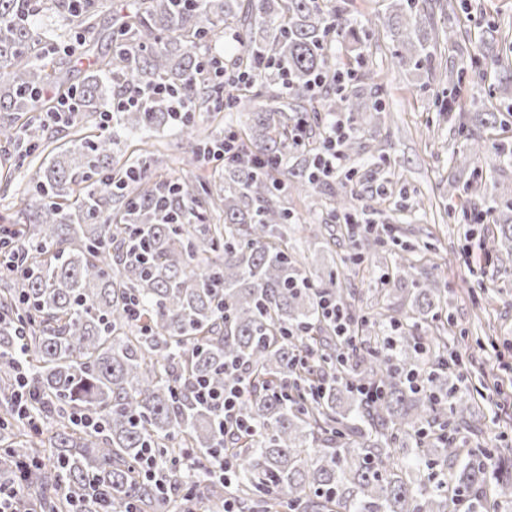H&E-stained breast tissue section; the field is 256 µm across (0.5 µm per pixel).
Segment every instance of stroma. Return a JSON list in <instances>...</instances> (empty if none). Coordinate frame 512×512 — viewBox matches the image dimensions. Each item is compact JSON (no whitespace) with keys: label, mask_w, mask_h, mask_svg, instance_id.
<instances>
[{"label":"stroma","mask_w":512,"mask_h":512,"mask_svg":"<svg viewBox=\"0 0 512 512\" xmlns=\"http://www.w3.org/2000/svg\"><path fill=\"white\" fill-rule=\"evenodd\" d=\"M453 6L468 4L472 21L457 36V48L436 55L432 66L406 71L393 63L392 47L382 34L356 40L351 36L339 38L336 58L340 61L358 56L363 60L368 79L355 83V90L376 92L383 103L379 119L360 132L349 152L345 170L330 180V187L341 184L354 187L359 196L356 212H371L384 208L389 216L392 234L396 238L418 245V273L441 279L448 290V309L454 317L449 335H479V322L490 325L492 335L500 343L512 346V263L485 264L484 257L492 253V238L496 232L493 222L469 224L462 209L448 206V181L456 177L455 168L448 162L459 139L448 122L438 119L432 92L438 89L442 74L449 63H460L478 48L485 33L486 22L498 19L501 23L495 38L498 46L512 45V0H425L436 24H443L445 3ZM42 153L24 159H14L9 180H0V226L11 225L30 195L20 187L32 168L38 167ZM483 172L478 195L471 197L470 208L483 209L491 196L512 198V163H504L495 154H488L479 164ZM406 188L409 198L424 199L426 207L402 208L395 192ZM325 189L317 188L313 198L292 197L286 206L293 210L301 223L310 225L317 233L333 228L335 245L327 249L306 250L299 234H292L288 246L294 250L300 266L313 270L333 266L344 271L347 285L354 292L357 312L373 313L387 304L408 312L406 293L383 288L373 276L374 269L385 267L387 251L369 255L355 262L354 240L345 225L329 220ZM475 244V253H468V244ZM477 363L463 382L477 388L486 417L478 432L468 434L469 443L496 444L500 434L512 437V412L498 410L499 394L512 399V375L502 378L501 393L491 392L489 383L498 375L499 362L493 351H476ZM499 376V375H498Z\"/></svg>","instance_id":"35a3bbf8"}]
</instances>
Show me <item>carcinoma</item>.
<instances>
[{"label":"carcinoma","mask_w":512,"mask_h":512,"mask_svg":"<svg viewBox=\"0 0 512 512\" xmlns=\"http://www.w3.org/2000/svg\"><path fill=\"white\" fill-rule=\"evenodd\" d=\"M94 0H0V112H29L34 90L66 93L79 108L77 144L49 152L29 178L35 204L21 210L16 235L29 247L26 269L0 270V431L4 479L16 459L35 463L21 485L44 512H221L232 497L240 512H500L512 506V459L453 436L478 430L484 413L473 391L450 381L448 329L437 278L419 280L415 248L392 239L391 273L409 282L405 322L387 313L356 315L339 273L319 285L288 250L289 195L309 192L323 144L313 138L322 112L347 111L357 127L382 105L342 86L336 38L354 33L331 0H117L112 55L90 47ZM46 10L81 27L72 42L50 46L59 63L87 59L95 75L65 87L61 73L33 55L41 38L32 18ZM377 21L396 41L397 67L418 70L440 43L456 45L454 26L435 31L417 0H390ZM235 27L241 54L231 69L247 85L224 88V69L196 46L219 25ZM497 89L512 85V61L485 47ZM487 71L451 66L454 97ZM333 90L315 99L312 84ZM276 86L285 103L256 104ZM157 87L131 110L116 112L112 132L99 125L104 93L117 101ZM190 112L248 113L242 157L206 182L157 180L151 151L139 166L113 157L121 138L158 130L174 99ZM512 100L459 113L460 149L450 162L470 171L448 183V197L475 191L487 147L512 158ZM44 125L0 121V142L18 154L42 146ZM303 139L299 161L284 162ZM355 197H331L329 215L347 214ZM498 252L512 255V199L491 197ZM212 215L220 222L206 223ZM328 293L365 332L350 345L324 320ZM135 298L140 315L126 312ZM435 332L417 334L419 322ZM244 367L240 404L248 430L224 435V413L196 397L199 381L224 391L226 367ZM44 431L18 415L20 374ZM89 417L98 426L86 427ZM154 472L138 467L146 450ZM232 458L224 477L218 452Z\"/></svg>","instance_id":"obj_1"}]
</instances>
